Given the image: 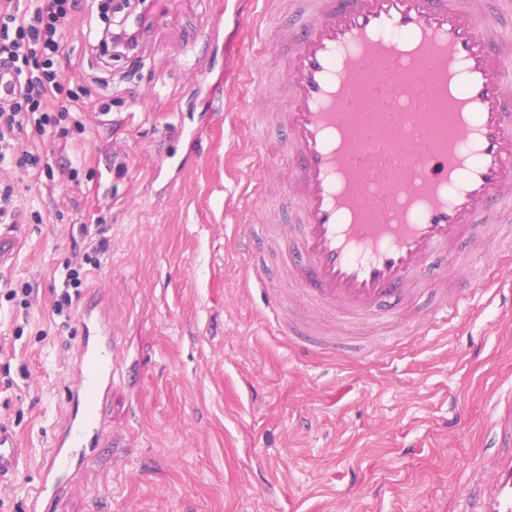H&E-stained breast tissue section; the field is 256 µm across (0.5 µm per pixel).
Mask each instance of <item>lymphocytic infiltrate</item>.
I'll list each match as a JSON object with an SVG mask.
<instances>
[{"label":"lymphocytic infiltrate","mask_w":512,"mask_h":512,"mask_svg":"<svg viewBox=\"0 0 512 512\" xmlns=\"http://www.w3.org/2000/svg\"><path fill=\"white\" fill-rule=\"evenodd\" d=\"M78 0H0V73L15 77L18 91L0 102V223H17L16 189L11 178L18 170L40 169L47 176L76 178L72 167L54 168L40 152L24 148L22 139L49 132L68 137L84 129L71 117L70 105L86 96L84 86L68 87L60 65L61 31ZM66 95L68 102L51 109L50 100ZM106 240L84 246L61 274V291L54 302L57 316L70 313L72 290L80 288L88 272L100 264Z\"/></svg>","instance_id":"lymphocytic-infiltrate-1"}]
</instances>
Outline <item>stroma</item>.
I'll return each instance as SVG.
<instances>
[{"instance_id": "35a3bbf8", "label": "stroma", "mask_w": 512, "mask_h": 512, "mask_svg": "<svg viewBox=\"0 0 512 512\" xmlns=\"http://www.w3.org/2000/svg\"><path fill=\"white\" fill-rule=\"evenodd\" d=\"M100 0H81L63 34L61 65L90 94L77 104L83 134L35 139L53 165L73 160L75 180L36 171L14 178L20 222L0 266V425L16 432L21 471L0 485V512H27V496L66 405L65 375L81 340L56 316L58 273L80 229L109 242L80 295L112 300L119 358L106 421L117 445L88 460L60 512H470L472 486L506 453L512 430V267L448 325L379 347L403 330L356 327L353 345L298 360L264 322L245 270L282 272L279 231L295 226L286 203L254 196L252 166H291L277 127L263 141L255 111L277 112L276 90L252 94L248 54L287 42L248 33L266 0H182L157 17L134 54L100 55ZM219 33L200 53L189 34ZM248 226L255 245L240 254ZM485 236L463 262L441 260L449 282L482 275L505 251ZM30 285V308L10 299Z\"/></svg>"}]
</instances>
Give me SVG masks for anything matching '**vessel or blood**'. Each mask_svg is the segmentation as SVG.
<instances>
[{
  "mask_svg": "<svg viewBox=\"0 0 512 512\" xmlns=\"http://www.w3.org/2000/svg\"><path fill=\"white\" fill-rule=\"evenodd\" d=\"M298 21L283 58L284 102L273 115L294 158L287 202L299 232L282 230L283 272L314 306L289 317L285 291L264 281L267 307L283 336L309 354L335 352L322 315L396 320L409 331L438 327L448 312L487 290L495 270L449 287L424 280L461 243L479 248L475 224L512 218V36L477 0H290ZM464 115L455 138L434 135L423 99L447 77ZM369 80L381 120L402 131L383 143L376 128L352 129L355 85ZM437 294L428 318L411 313L418 284ZM101 298L79 309L81 342L66 376L67 406L28 500V512H55L64 481L108 446L104 406L122 377L116 329ZM20 468L14 432L0 426V485ZM479 512H512V452L494 466Z\"/></svg>",
  "mask_w": 512,
  "mask_h": 512,
  "instance_id": "vessel-or-blood-1",
  "label": "vessel or blood"
}]
</instances>
